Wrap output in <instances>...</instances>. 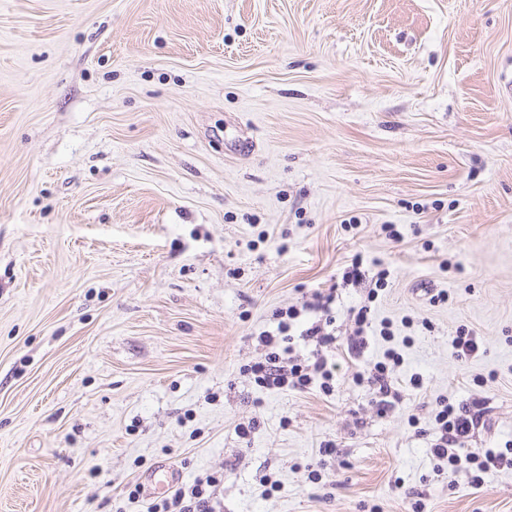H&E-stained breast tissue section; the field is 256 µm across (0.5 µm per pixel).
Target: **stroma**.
Listing matches in <instances>:
<instances>
[{
    "label": "stroma",
    "mask_w": 512,
    "mask_h": 512,
    "mask_svg": "<svg viewBox=\"0 0 512 512\" xmlns=\"http://www.w3.org/2000/svg\"><path fill=\"white\" fill-rule=\"evenodd\" d=\"M511 79L512 0H0V512H145L162 461L220 512H512L426 433L484 397L467 447L512 448ZM358 253L392 341L257 388L276 309L337 287L349 335ZM376 268L377 271L370 277L369 271L363 269V259L360 256H354L342 277L344 282H351L355 285H360L368 281V303L375 302L379 297L380 291H384L388 286L389 270L381 264H378ZM481 348V336L472 329L462 328L451 341L450 357L458 363L466 364L478 356ZM401 354L389 350L383 360L375 362L363 371L355 373L353 379L366 383L374 395L375 403L380 412L392 410L395 403L400 401V393L393 383V372L402 363Z\"/></svg>",
    "instance_id": "1"
}]
</instances>
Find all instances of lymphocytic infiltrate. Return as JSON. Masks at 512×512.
I'll use <instances>...</instances> for the list:
<instances>
[{
    "label": "lymphocytic infiltrate",
    "mask_w": 512,
    "mask_h": 512,
    "mask_svg": "<svg viewBox=\"0 0 512 512\" xmlns=\"http://www.w3.org/2000/svg\"><path fill=\"white\" fill-rule=\"evenodd\" d=\"M389 276V270L382 266L375 273H368L358 256L353 257L343 273L344 282L369 286L366 304L352 313L354 328L346 343L351 356L362 353L368 343L367 336L373 328L371 304L378 299L380 291L387 288ZM335 303V288H317L305 295L301 305L277 311L275 332L260 334L263 352L260 357L244 364V373L251 376L256 386L264 389L290 387L303 391L315 385L324 395H332L336 387V363L331 357L337 342L332 330ZM298 336L314 342L312 360L294 356L293 341ZM401 362L400 353L390 350L383 360L354 375L357 382L368 385L380 412L392 410L400 400V393L393 383V372ZM485 414L486 402L481 398L456 404L444 398L437 401L433 421L436 440L429 448L436 468L468 467L473 471L472 481L476 484L492 472L512 469V448H467L463 445L464 439ZM221 481V476L215 474L195 478L192 484L177 489L171 498L149 503L146 512H214L212 496Z\"/></svg>",
    "instance_id": "lymphocytic-infiltrate-1"
}]
</instances>
